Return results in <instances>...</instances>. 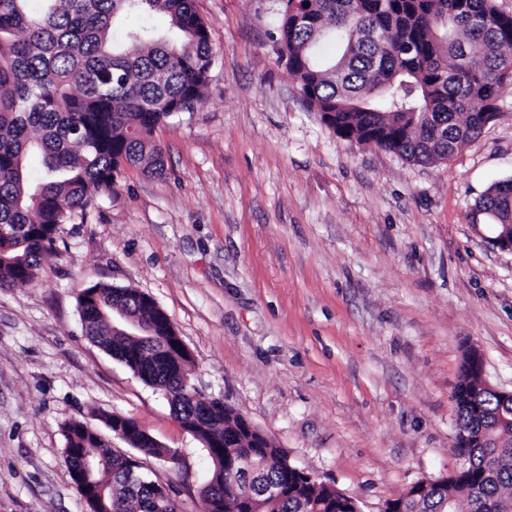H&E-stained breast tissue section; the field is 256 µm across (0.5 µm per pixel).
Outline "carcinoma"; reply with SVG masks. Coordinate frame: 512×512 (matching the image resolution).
<instances>
[{
	"label": "carcinoma",
	"instance_id": "obj_1",
	"mask_svg": "<svg viewBox=\"0 0 512 512\" xmlns=\"http://www.w3.org/2000/svg\"><path fill=\"white\" fill-rule=\"evenodd\" d=\"M0 0V288L33 282L55 255L59 227L116 185L127 167L159 177L165 152L156 128L204 100L212 51L195 0ZM166 15L175 36L141 25L114 44L115 22ZM309 17L296 24L299 14ZM333 37L339 53L315 60ZM281 53L301 96L336 134L370 144L413 165L446 160L499 116L512 85V16L494 0H284ZM42 175L28 177L31 157ZM492 224H512V177L491 184L475 203ZM138 317L152 335L112 327V309ZM87 334L146 385L169 398L181 425L209 446L214 465L201 490V512H252L235 461L253 455L256 480L280 496L261 512H353L335 486L311 480L271 444L227 441L243 419L217 398L183 385L190 359L169 336L155 304L129 287L94 283L79 297ZM455 449L461 467L426 492L411 487L396 512H509L512 508V406L480 381L479 362L463 356ZM133 447L162 457L135 420ZM64 460L84 477L92 512H175L141 463L105 447L83 422L65 430Z\"/></svg>",
	"mask_w": 512,
	"mask_h": 512
}]
</instances>
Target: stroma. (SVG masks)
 I'll return each mask as SVG.
<instances>
[{
    "label": "stroma",
    "instance_id": "stroma-1",
    "mask_svg": "<svg viewBox=\"0 0 512 512\" xmlns=\"http://www.w3.org/2000/svg\"><path fill=\"white\" fill-rule=\"evenodd\" d=\"M214 64L205 101L160 125L166 174L126 168L61 225L28 285L0 289V512H90L65 426L134 419L178 455H141L178 512H200L202 442L87 335L78 296L148 294L192 382L364 512L460 464L452 394L466 350L512 390V253L475 230L512 177V88L452 157L416 166L337 135L280 59L282 0H196Z\"/></svg>",
    "mask_w": 512,
    "mask_h": 512
}]
</instances>
